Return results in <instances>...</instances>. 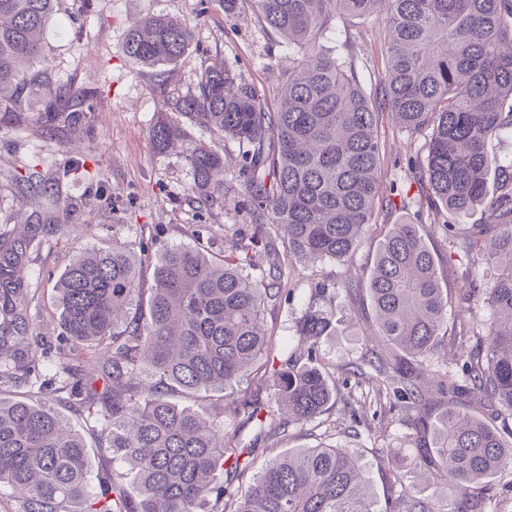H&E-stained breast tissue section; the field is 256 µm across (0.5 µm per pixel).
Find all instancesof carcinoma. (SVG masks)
<instances>
[{
    "label": "carcinoma",
    "instance_id": "obj_1",
    "mask_svg": "<svg viewBox=\"0 0 512 512\" xmlns=\"http://www.w3.org/2000/svg\"><path fill=\"white\" fill-rule=\"evenodd\" d=\"M57 0H0V129L23 119L50 134L80 126L94 133L97 92L56 75L46 59V35ZM235 16L248 7L288 48V74L268 98L224 61L211 64L195 91L173 109L242 147L240 191L251 232L236 237L218 260L201 247L174 245L155 267L149 289L139 271L147 247L113 240L110 249L76 254L56 283L62 335L59 364L73 379L71 395L110 428L112 458L135 473L138 497L112 473L88 489L82 438L49 403L0 402V487L16 512H488L497 498L491 479L512 469V441L455 404L477 393L512 414V160L489 143L512 135V0H222ZM385 21L384 76L376 98L364 91L353 55L323 52L320 41L345 25ZM192 40L185 23L145 16L128 29L124 52L146 65L177 62ZM38 98L42 108L28 111ZM388 111L408 131L432 126L418 178L430 191L432 214L465 216L497 193L488 223L464 238L444 224L448 244L478 252L495 267L492 283H471L465 300H487L476 345L453 355L457 376L429 364L448 322L433 253L416 224H394L381 241L367 285L373 334L356 371L369 366L372 390L413 411L416 451L399 463L385 458L394 496L381 509L367 492L361 464L341 448H300L267 460L244 491L234 478L247 469L238 437L224 421L168 401V388L192 392L227 388L273 354L264 329L266 308L285 292V262L345 261L365 228L376 223L380 194L377 114ZM178 135L161 122L152 140L168 146ZM189 190L213 206L224 184V162L203 143H189ZM84 172L68 158L46 177L24 176L27 187L56 199L53 224L30 219L31 235L0 251V381L35 368L20 346L33 298L25 268L40 234L64 232L77 217L59 199L63 178ZM259 269L262 278L245 274ZM333 315L310 305L298 326L308 362L291 357L273 371V399L231 400L256 437L287 432L323 413L334 391L317 362ZM392 352L385 357L378 347ZM103 363L101 376L77 362ZM148 371L158 380L138 381ZM229 464L224 483L214 473ZM437 470L451 486L444 497L417 495L415 478Z\"/></svg>",
    "mask_w": 512,
    "mask_h": 512
}]
</instances>
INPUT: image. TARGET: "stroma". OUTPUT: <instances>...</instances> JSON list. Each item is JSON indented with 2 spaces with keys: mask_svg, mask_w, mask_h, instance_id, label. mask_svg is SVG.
Instances as JSON below:
<instances>
[{
  "mask_svg": "<svg viewBox=\"0 0 512 512\" xmlns=\"http://www.w3.org/2000/svg\"><path fill=\"white\" fill-rule=\"evenodd\" d=\"M94 9L82 8L81 0H59L48 33V62L57 76L98 92L93 114L94 140L82 129L47 134L41 126L27 123L0 129V250L10 247L20 224L32 211L50 217L52 199L21 194L13 173L34 167L44 174L62 165L69 155L87 158L85 174L64 182L60 197L80 205V222L69 232L43 236L29 253L28 274L35 298L28 307L29 328L25 339L36 356L34 375L0 384V398L31 401L42 381H52L58 391L54 409L79 433L91 456L87 473L91 490H98L106 472L112 471V453L101 426L63 390L54 347L60 338L58 310L53 285L72 255L86 248H107L113 240L143 243L153 255L174 245L195 246L192 225L208 228L206 244L216 257H223L235 233L248 229L235 175L242 164L237 143L224 140L186 117L165 107V100L192 91L202 72L214 60L236 66L262 94L273 95L288 65L287 50L274 33L262 28L254 16L225 15L221 0H94ZM162 15L193 26L187 53L164 70L141 63L123 51L129 24L146 13ZM328 46H348L352 51L366 92H375L383 76L384 24L371 19L339 29ZM163 120L177 123L181 140L166 148L151 139V128ZM383 203L378 221L370 225L359 249L345 262L284 265L287 294L266 312L267 327L276 340L275 354L285 358L297 348V325L309 303L333 313L336 330L318 345L322 360L331 369L336 386L332 405L304 426L290 427L286 435L264 441L263 452L254 456L244 483H252L267 458L300 448L320 445L343 448L364 468L365 478L378 502L389 494L388 468L380 458L382 448L411 451L413 431L405 412L392 400L373 402L365 377L351 370L362 354L373 312L366 295L350 298L347 280L366 287L379 241L391 225L409 223L420 232L434 253L442 288L448 294V324L443 345L459 344L466 327L478 326L487 316L483 303L462 304L460 290L466 281L490 282V265L476 255L448 247L445 229L429 213L426 192L413 179L411 169L424 161L431 128L416 132L401 129L390 113L379 117ZM204 141L224 160V200L204 207L189 192V167L182 153L184 141ZM107 194L111 203L99 201ZM173 401L213 416H223L224 428L237 433L241 445H249L253 426L224 414V393L216 389L196 394L173 393Z\"/></svg>",
  "mask_w": 512,
  "mask_h": 512,
  "instance_id": "1",
  "label": "stroma"
}]
</instances>
